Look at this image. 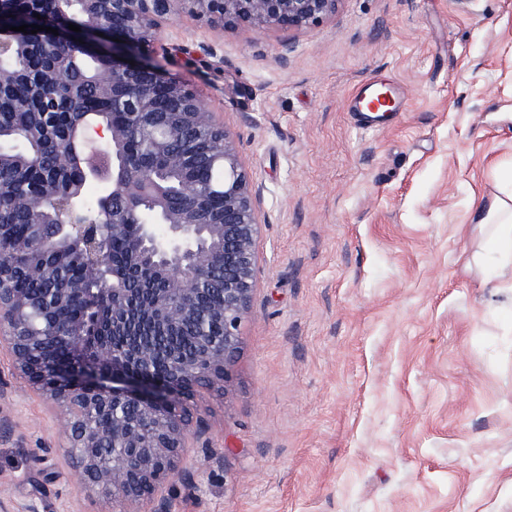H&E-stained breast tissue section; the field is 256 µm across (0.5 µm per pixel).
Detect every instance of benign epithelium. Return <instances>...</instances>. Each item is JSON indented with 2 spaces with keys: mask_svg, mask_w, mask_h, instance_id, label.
<instances>
[{
  "mask_svg": "<svg viewBox=\"0 0 512 512\" xmlns=\"http://www.w3.org/2000/svg\"><path fill=\"white\" fill-rule=\"evenodd\" d=\"M88 40L84 53H112V64L95 71L93 84L114 96L135 119L85 123L61 135L59 163L76 159L83 182L99 188L94 217L83 210V186L67 185L58 201L54 185L43 186L32 205L33 229L48 227L36 250L83 248L85 274L60 280L51 272V302L32 300L9 287L0 274V354L57 412L63 449L74 477L90 494L122 505H154L142 512H168L159 491L182 470L183 452L195 447L189 402L198 387L228 391L252 311L258 234L257 191L236 147L206 102L152 56L162 26L187 13L208 22L252 29L300 31L336 11L339 0H78ZM112 15V26L102 17ZM31 41L0 32V56L22 57ZM209 132L206 148L193 134ZM139 133L164 150L184 144L169 169L182 174L174 187L166 177L140 166L126 150ZM27 151L15 159L19 178L41 164V133H20ZM224 161V208L214 209L210 192L185 176L204 157ZM127 242L135 266L115 270L109 243ZM223 305L202 312L204 288ZM78 306L74 321L60 316ZM213 319L222 339L203 335L197 350L158 366L161 329Z\"/></svg>",
  "mask_w": 512,
  "mask_h": 512,
  "instance_id": "7a95c632",
  "label": "benign epithelium"
}]
</instances>
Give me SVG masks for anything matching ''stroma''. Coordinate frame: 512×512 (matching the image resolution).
<instances>
[{
    "mask_svg": "<svg viewBox=\"0 0 512 512\" xmlns=\"http://www.w3.org/2000/svg\"><path fill=\"white\" fill-rule=\"evenodd\" d=\"M156 57L224 119L259 190L252 312L212 453L170 512H512V269L478 220L512 169V0H339L288 32L176 18ZM407 108L357 128L373 74ZM118 512L56 415L0 398V512Z\"/></svg>",
    "mask_w": 512,
    "mask_h": 512,
    "instance_id": "stroma-1",
    "label": "stroma"
}]
</instances>
